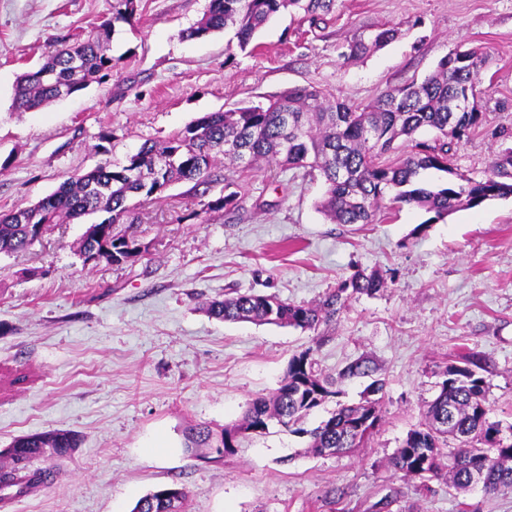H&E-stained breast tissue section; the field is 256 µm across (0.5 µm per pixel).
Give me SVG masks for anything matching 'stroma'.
Instances as JSON below:
<instances>
[{
    "mask_svg": "<svg viewBox=\"0 0 512 512\" xmlns=\"http://www.w3.org/2000/svg\"><path fill=\"white\" fill-rule=\"evenodd\" d=\"M209 2L136 0L132 21L114 25L109 76L21 114L18 76L111 19L112 0H0V212L124 162L204 113L302 86L365 104L421 82L456 49L480 50L488 64L483 122L454 146L452 167L479 180L512 147V0H334L317 18L282 12L244 49L229 29L181 38ZM387 24L398 25L396 39L345 59L354 37ZM230 178L236 209L195 218L203 196L187 182L143 208L149 252L134 264L83 265L82 222L0 255V450L57 429L79 437L67 457L32 459L29 470L56 469L54 483L0 512H131L165 485L185 489L186 512H512V489L425 486L389 464L460 355L482 358L491 416L512 423V196L433 224L409 205L381 209L371 224H335L316 208L321 178L274 165ZM373 269L386 290L350 299L315 332L204 310L244 292L311 303ZM306 350L337 395L304 428L338 405L376 399L383 419L369 440L321 456L273 423L216 462L185 450L187 428L234 423ZM357 362L363 374H349Z\"/></svg>",
    "mask_w": 512,
    "mask_h": 512,
    "instance_id": "1",
    "label": "stroma"
}]
</instances>
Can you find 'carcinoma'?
<instances>
[{
  "label": "carcinoma",
  "mask_w": 512,
  "mask_h": 512,
  "mask_svg": "<svg viewBox=\"0 0 512 512\" xmlns=\"http://www.w3.org/2000/svg\"><path fill=\"white\" fill-rule=\"evenodd\" d=\"M333 0H210L201 21L183 32L196 39L227 27L235 28L238 46L246 48L255 33L281 10L300 6L308 13L328 11ZM135 13V0H112V19L94 35L77 37L49 51L35 70L22 73L15 86L13 109L29 112L78 92L112 71L107 54L112 24L127 22ZM398 28L383 26L368 37L348 44L344 57L361 58L373 48L392 41ZM485 57L471 49L463 56L448 55L423 81L412 82L364 106L325 102L313 87L287 93L232 111L206 113L168 138L144 143L122 166L108 162L80 176L64 179L56 191L38 202L0 214V255L30 250L55 227L84 216L105 212L108 217L90 224L77 246L83 264L106 261L115 266L133 264L147 251L137 234L139 211L163 198L174 182L187 181L206 189L220 183L213 177L217 165L228 160L246 170L259 162L286 169H302L324 180L326 190L318 208L336 224H371L384 201L389 207L415 205L432 214L431 223L461 207L475 208L487 200L512 195V148L497 155L490 174L472 179L448 166L453 145L461 142L483 120L479 111L465 110L461 98L480 83ZM423 129L437 132L429 144L416 139ZM401 142L408 154L392 163L382 156ZM447 174L437 185L424 183L428 170ZM231 184L224 195L202 204L200 213L237 207L238 192ZM125 228L120 229L118 225ZM386 288L377 270L357 271L323 299L295 304L275 295L239 293L206 305V313L224 322L317 330L332 321L349 299L374 296ZM480 359L463 357L450 365L437 395L425 402L423 420L409 431L391 459L406 476L422 481L444 477L459 490L474 488L473 475H482L483 490L495 493L512 488V424L490 417L488 385L477 369ZM336 397L333 381L314 371L310 352L293 356L270 395L255 398L242 419L215 430L197 424L186 432L187 450L205 449L221 459L239 447L247 433H263L272 421L296 433H307L310 448L333 455L364 440L358 429L378 427V402L342 406L317 427L306 431L297 424L312 410ZM447 421V427L440 420ZM78 445L75 433L53 430L21 436L8 454L11 467H0V501L21 496L53 482L49 470L18 473L20 465L49 448L57 456ZM11 493H6V490ZM159 487L140 498L132 512H184L186 491L178 488L170 498Z\"/></svg>",
  "instance_id": "cac0c4a2"
}]
</instances>
